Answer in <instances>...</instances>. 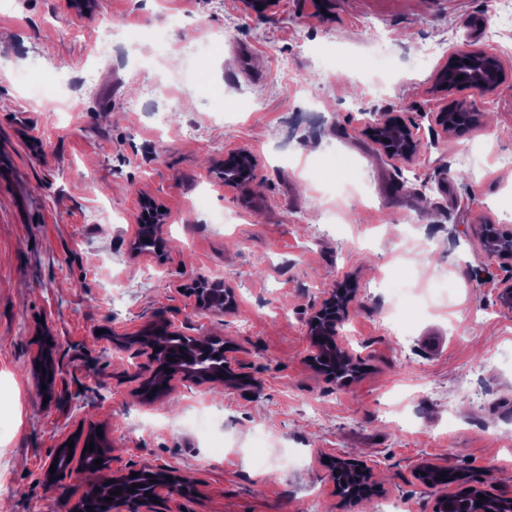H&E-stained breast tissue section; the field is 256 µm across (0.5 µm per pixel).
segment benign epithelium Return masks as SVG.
I'll return each mask as SVG.
<instances>
[{
    "mask_svg": "<svg viewBox=\"0 0 512 512\" xmlns=\"http://www.w3.org/2000/svg\"><path fill=\"white\" fill-rule=\"evenodd\" d=\"M504 79V67L499 58L485 49H466L448 53V60L437 69L434 84L438 92L446 93L454 89L455 84L478 87L485 96L498 93ZM479 116L474 103L463 104L450 111L443 109L437 113L435 123L445 129L454 125H471ZM373 139L380 144L388 157L394 160L410 158L420 149V135L416 125L405 120L402 114L384 112L368 125ZM257 158L248 150L240 149L224 156V183L237 187H247L253 180L257 167ZM141 218L135 233V245L155 244L151 254L158 261H163L165 245L156 239L157 225L164 223L167 214L160 211V206L152 199L140 198ZM484 248L489 253L504 249L503 242L494 225L487 224L483 230ZM356 288L352 285L334 288L322 302L313 307L306 321L307 335L312 353L310 361L328 378L344 385L349 376L359 373V366L344 347L339 329L349 315L350 305L355 299ZM197 301L203 311L222 315L236 306L234 292L221 284L202 282L197 289ZM167 326L153 327L149 331H140L119 341L118 346L126 351L136 349V353L150 352L151 361H156L157 350L149 344V337L159 329ZM54 339H49L34 355L33 361L39 362L34 370L37 382L44 383L42 394L50 396L54 380L49 375L55 374L53 361ZM175 382L192 384L218 383L226 388L243 385L246 378L237 371L235 359L224 356L220 374H212L204 368H196L192 360H187L184 367L175 366L173 372L166 374L165 390L169 391ZM332 478L336 488H341L339 477L350 473L361 483L366 494L373 496L380 492L371 468L364 462L350 457H336L332 461ZM139 475H153L156 483L145 494L135 498H122L112 501L109 512H157L156 502L161 494H171L177 490L176 478L168 479L169 471L150 465L137 471Z\"/></svg>",
    "mask_w": 512,
    "mask_h": 512,
    "instance_id": "7a95c632",
    "label": "benign epithelium"
}]
</instances>
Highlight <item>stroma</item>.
Listing matches in <instances>:
<instances>
[{
  "instance_id": "35a3bbf8",
  "label": "stroma",
  "mask_w": 512,
  "mask_h": 512,
  "mask_svg": "<svg viewBox=\"0 0 512 512\" xmlns=\"http://www.w3.org/2000/svg\"><path fill=\"white\" fill-rule=\"evenodd\" d=\"M0 0V500L10 512H69L94 475L42 479L64 441L100 429L105 477L146 465L178 476L159 512H405L481 484L512 492V251L481 227L512 209V52L506 90L440 95L437 55L489 48L485 0ZM114 32L104 60L100 20ZM206 60L198 70V60ZM97 67L93 86L84 73ZM177 103L178 120L157 109ZM473 102L467 131L430 133L444 105ZM420 123L422 148L391 160L365 122ZM258 159L252 184L224 183V155ZM170 218L163 264L134 253L139 200ZM503 223V222H502ZM220 281L236 310L196 305ZM341 332L360 366L340 386L308 361L311 307L345 281ZM157 321L219 339L250 385L174 386L142 400L146 354L114 335ZM53 336L44 399L32 371ZM332 456L364 461L380 496L339 493ZM435 461L463 480L430 486Z\"/></svg>"
}]
</instances>
